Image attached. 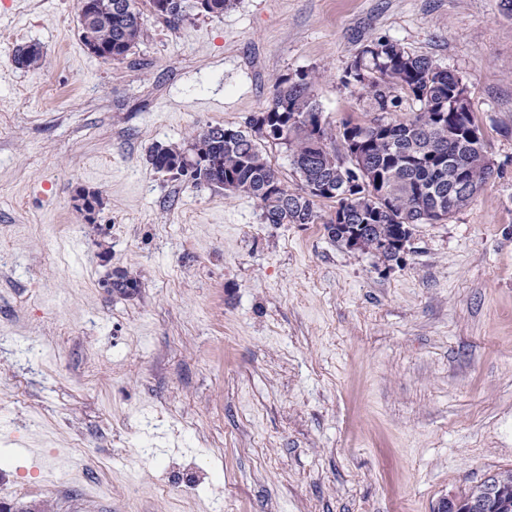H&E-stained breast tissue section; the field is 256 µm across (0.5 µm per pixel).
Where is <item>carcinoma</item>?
I'll return each mask as SVG.
<instances>
[{
	"label": "carcinoma",
	"mask_w": 512,
	"mask_h": 512,
	"mask_svg": "<svg viewBox=\"0 0 512 512\" xmlns=\"http://www.w3.org/2000/svg\"><path fill=\"white\" fill-rule=\"evenodd\" d=\"M236 0H206L204 15L221 16ZM173 29L186 20L184 0H94L82 3L79 32L91 29L111 42L112 58L125 57L138 44L145 14ZM14 62L36 70L42 65L36 44L18 50ZM458 76L434 60L414 55L387 38L364 45L346 69L342 82L357 88L381 113L369 124H353L357 149L364 156L367 177L358 189L345 194L316 193L326 183L344 184L353 178L350 162L332 141L313 94V82L302 76L276 85L270 104L247 123V129L214 125L184 147L156 144L149 162L158 171L194 160L193 184L207 185L257 199L266 224H315L316 201L336 203L324 228L339 246L350 248L339 224L365 225L366 246L391 242L409 224L442 222L460 208L461 182L486 181L493 173L486 165V145L470 142L465 126L477 122L474 112H450V93ZM418 105L409 120H388L401 111L404 99ZM285 146L298 187L288 188L278 169L259 149V143Z\"/></svg>",
	"instance_id": "carcinoma-1"
}]
</instances>
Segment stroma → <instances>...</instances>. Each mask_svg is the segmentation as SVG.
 <instances>
[{
    "label": "stroma",
    "mask_w": 512,
    "mask_h": 512,
    "mask_svg": "<svg viewBox=\"0 0 512 512\" xmlns=\"http://www.w3.org/2000/svg\"><path fill=\"white\" fill-rule=\"evenodd\" d=\"M80 13L0 0V505L436 512L511 471L512 5L237 0L118 60ZM379 37L463 79L494 169L402 263L149 163L303 74L332 133L370 121L342 78Z\"/></svg>",
    "instance_id": "35a3bbf8"
}]
</instances>
